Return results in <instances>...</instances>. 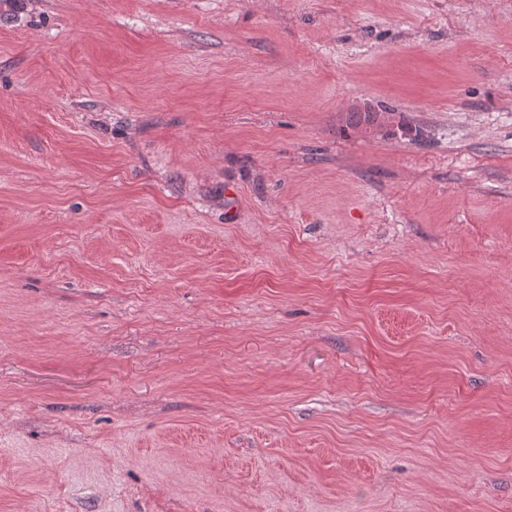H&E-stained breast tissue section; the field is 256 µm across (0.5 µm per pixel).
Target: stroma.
I'll list each match as a JSON object with an SVG mask.
<instances>
[{"label":"stroma","mask_w":512,"mask_h":512,"mask_svg":"<svg viewBox=\"0 0 512 512\" xmlns=\"http://www.w3.org/2000/svg\"><path fill=\"white\" fill-rule=\"evenodd\" d=\"M0 512H512V0L0 21Z\"/></svg>","instance_id":"obj_1"}]
</instances>
